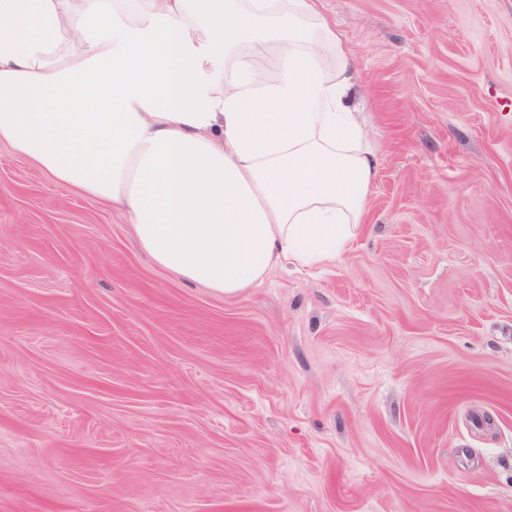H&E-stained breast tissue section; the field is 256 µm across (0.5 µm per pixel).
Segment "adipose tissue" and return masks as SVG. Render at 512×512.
<instances>
[{"instance_id": "adipose-tissue-1", "label": "adipose tissue", "mask_w": 512, "mask_h": 512, "mask_svg": "<svg viewBox=\"0 0 512 512\" xmlns=\"http://www.w3.org/2000/svg\"><path fill=\"white\" fill-rule=\"evenodd\" d=\"M354 68L317 0H0V144L230 296L356 238Z\"/></svg>"}]
</instances>
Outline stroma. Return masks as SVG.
<instances>
[{
    "label": "stroma",
    "mask_w": 512,
    "mask_h": 512,
    "mask_svg": "<svg viewBox=\"0 0 512 512\" xmlns=\"http://www.w3.org/2000/svg\"><path fill=\"white\" fill-rule=\"evenodd\" d=\"M378 174L224 296L0 144V512H512V0H320Z\"/></svg>",
    "instance_id": "stroma-1"
}]
</instances>
